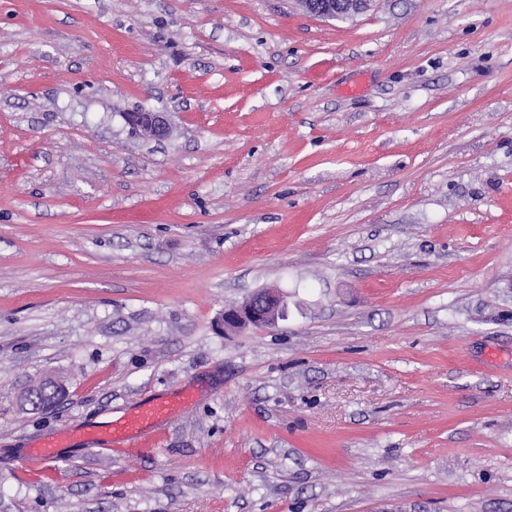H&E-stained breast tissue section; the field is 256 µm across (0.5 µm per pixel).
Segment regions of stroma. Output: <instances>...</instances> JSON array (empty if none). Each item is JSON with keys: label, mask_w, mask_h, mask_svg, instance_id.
<instances>
[{"label": "stroma", "mask_w": 512, "mask_h": 512, "mask_svg": "<svg viewBox=\"0 0 512 512\" xmlns=\"http://www.w3.org/2000/svg\"><path fill=\"white\" fill-rule=\"evenodd\" d=\"M0 512H512V0H0ZM371 0H298L311 15L339 20L352 17L366 8ZM129 121L135 133L143 139L163 140L169 135V122L163 112L140 109L131 112ZM282 299L275 291L254 292L238 305L224 311L225 331H236L249 326H273L281 316ZM51 383H60V378L55 374H46L41 379L35 380L19 392L17 403L22 407V411H32L35 408V395ZM173 403L169 401L155 402L136 414L123 420L113 422L108 430H88L83 427H75L73 430L64 429L60 434V440L44 441L38 448H32L28 460L41 463L54 459L60 442L70 438L75 431L76 440L88 446H117L129 447L131 441L145 428L157 421L166 418L173 411ZM60 441V442H59Z\"/></svg>", "instance_id": "obj_1"}]
</instances>
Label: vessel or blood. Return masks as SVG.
I'll return each instance as SVG.
<instances>
[{"instance_id":"vessel-or-blood-1","label":"vessel or blood","mask_w":512,"mask_h":512,"mask_svg":"<svg viewBox=\"0 0 512 512\" xmlns=\"http://www.w3.org/2000/svg\"><path fill=\"white\" fill-rule=\"evenodd\" d=\"M173 410V404L169 401L153 403L136 414L123 420L113 422L105 430H88L76 428V430H63L62 439L76 437V439L88 446H117L126 447L145 428L157 421L166 418Z\"/></svg>"}]
</instances>
